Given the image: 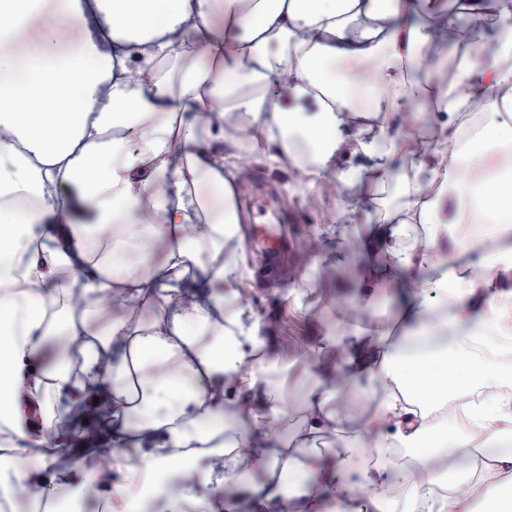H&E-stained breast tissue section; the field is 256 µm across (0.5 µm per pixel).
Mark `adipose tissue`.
Listing matches in <instances>:
<instances>
[{
  "mask_svg": "<svg viewBox=\"0 0 512 512\" xmlns=\"http://www.w3.org/2000/svg\"><path fill=\"white\" fill-rule=\"evenodd\" d=\"M466 11L470 46L452 65L445 0H0V158L13 167L0 173L1 497L39 506L67 459L110 501L174 475L170 495L205 512H235L243 488L254 512H327L331 499L339 512H512V449L486 451L469 482L472 436L448 431L449 390L484 389L477 425L488 440L512 437L497 394L512 364L474 351L487 336L512 340V168L498 167L490 198L447 150L479 105L490 121L474 153L487 141L494 157L512 154V26L492 55L480 45L482 24L512 0H467ZM134 70L150 82L131 86ZM459 84L469 95H454ZM349 90L369 102V135L351 148L373 157L378 190L397 180L392 157L415 153L412 137H386L389 122L436 99L432 177L405 202L427 235L379 244L383 272L437 275L400 289L394 317L376 288L337 297L341 329L288 365L241 306L224 256L246 189L224 164V131L242 141L263 130L340 196L349 180L328 171L355 115ZM310 98L306 115L296 103ZM67 185L95 223L57 222L75 205ZM478 214L494 245L465 279L439 244ZM361 383L375 394L367 408ZM301 385L291 409L285 392ZM89 417L109 467H89L93 449L74 445ZM203 461L215 491L200 497Z\"/></svg>",
  "mask_w": 512,
  "mask_h": 512,
  "instance_id": "1",
  "label": "adipose tissue"
}]
</instances>
